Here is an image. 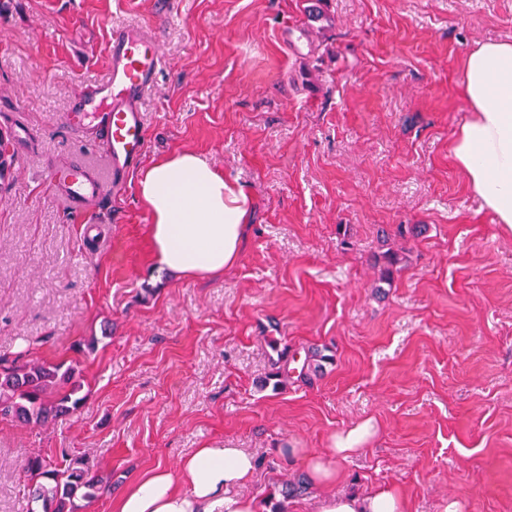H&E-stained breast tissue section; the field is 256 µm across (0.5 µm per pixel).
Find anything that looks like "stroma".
Wrapping results in <instances>:
<instances>
[{
  "label": "stroma",
  "instance_id": "stroma-1",
  "mask_svg": "<svg viewBox=\"0 0 512 512\" xmlns=\"http://www.w3.org/2000/svg\"><path fill=\"white\" fill-rule=\"evenodd\" d=\"M0 0V357L75 367L84 398L47 424L0 419V512H28L29 456L66 449L107 483L79 512L205 447L255 453L242 491L262 512H314L283 447L326 453L373 418L337 491L401 494L405 512H512V233L449 145L469 112L462 63L512 39V0ZM160 33L141 100L149 147L123 194L76 214L51 165L100 169L68 129L74 88L107 73L113 25ZM191 150L251 194L239 262L181 278L151 256L137 181ZM404 258L381 282L384 252ZM324 354L305 384L265 377L276 348Z\"/></svg>",
  "mask_w": 512,
  "mask_h": 512
}]
</instances>
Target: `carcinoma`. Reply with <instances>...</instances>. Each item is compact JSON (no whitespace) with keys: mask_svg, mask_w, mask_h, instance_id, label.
I'll list each match as a JSON object with an SVG mask.
<instances>
[{"mask_svg":"<svg viewBox=\"0 0 512 512\" xmlns=\"http://www.w3.org/2000/svg\"><path fill=\"white\" fill-rule=\"evenodd\" d=\"M286 362L287 351L277 352L272 371L266 377L273 381L275 389L287 385L288 377L282 368ZM74 374V367L62 363L46 365L22 363L18 357L11 361L0 358V417L44 424L78 411L83 402L78 396L80 387L74 384L62 391ZM23 470L35 482L33 500L42 502L43 512H76V499L90 503L105 490L87 460L72 458L65 452L59 462L40 455L30 456L23 463Z\"/></svg>","mask_w":512,"mask_h":512,"instance_id":"1","label":"carcinoma"}]
</instances>
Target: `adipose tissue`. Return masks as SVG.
<instances>
[{
    "label": "adipose tissue",
    "instance_id": "adipose-tissue-1",
    "mask_svg": "<svg viewBox=\"0 0 512 512\" xmlns=\"http://www.w3.org/2000/svg\"><path fill=\"white\" fill-rule=\"evenodd\" d=\"M462 95L469 117L451 144V156L487 210L512 232V40L484 42L463 61ZM150 216L157 267L184 278L222 274L242 252L253 209L251 195L196 152L157 158L138 180ZM375 431L364 420L334 436L327 454L307 456L309 481L321 496L317 512H405L401 495L381 489L363 497L335 493L337 462L361 453ZM258 464L240 448L207 447L175 466H156L114 501V512H259L238 494Z\"/></svg>",
    "mask_w": 512,
    "mask_h": 512
}]
</instances>
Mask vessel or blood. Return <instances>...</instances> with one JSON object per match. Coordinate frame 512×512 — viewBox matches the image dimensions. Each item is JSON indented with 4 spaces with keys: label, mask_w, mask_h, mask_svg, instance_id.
Returning <instances> with one entry per match:
<instances>
[{
    "label": "vessel or blood",
    "mask_w": 512,
    "mask_h": 512,
    "mask_svg": "<svg viewBox=\"0 0 512 512\" xmlns=\"http://www.w3.org/2000/svg\"><path fill=\"white\" fill-rule=\"evenodd\" d=\"M108 55L106 78L76 87L65 123L79 133L87 129L100 132L110 178L102 180L74 161L51 166L46 179L47 188L64 197L76 211L121 192L125 171L148 147L140 100L163 66L157 38L153 32L139 27L113 28Z\"/></svg>",
    "instance_id": "obj_1"
}]
</instances>
